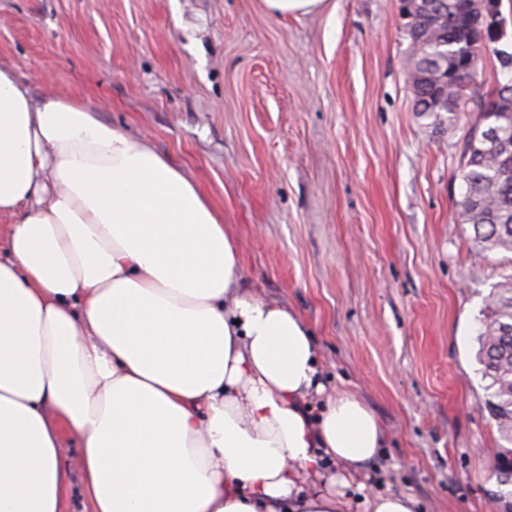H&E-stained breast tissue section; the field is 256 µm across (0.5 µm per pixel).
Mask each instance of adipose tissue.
<instances>
[{
    "label": "adipose tissue",
    "mask_w": 512,
    "mask_h": 512,
    "mask_svg": "<svg viewBox=\"0 0 512 512\" xmlns=\"http://www.w3.org/2000/svg\"><path fill=\"white\" fill-rule=\"evenodd\" d=\"M1 217L0 512H347L381 425L181 168L0 68Z\"/></svg>",
    "instance_id": "obj_1"
}]
</instances>
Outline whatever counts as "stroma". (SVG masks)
<instances>
[{"mask_svg":"<svg viewBox=\"0 0 512 512\" xmlns=\"http://www.w3.org/2000/svg\"><path fill=\"white\" fill-rule=\"evenodd\" d=\"M399 0H0V66L73 98L182 168L224 213L246 286L296 312L328 390L386 441L349 501L506 512L504 442L476 359L478 317L512 273L457 201L473 120L413 110ZM327 0H261L265 11L274 16H299L323 10ZM365 511L362 512H418L417 502L410 496L387 492L365 496L360 502Z\"/></svg>","mask_w":512,"mask_h":512,"instance_id":"35a3bbf8","label":"stroma"}]
</instances>
